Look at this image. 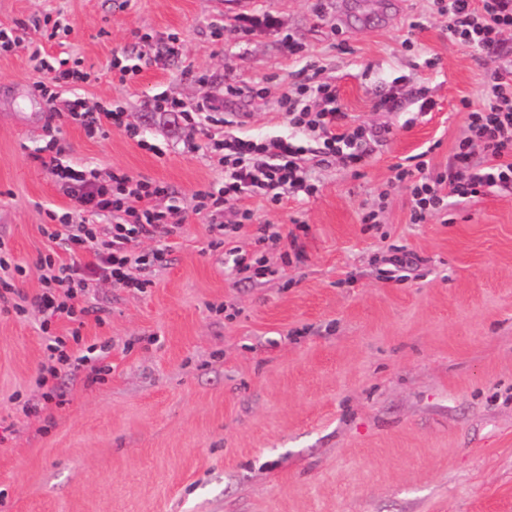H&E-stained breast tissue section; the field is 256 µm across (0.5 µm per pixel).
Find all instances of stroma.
<instances>
[{"instance_id": "1", "label": "stroma", "mask_w": 512, "mask_h": 512, "mask_svg": "<svg viewBox=\"0 0 512 512\" xmlns=\"http://www.w3.org/2000/svg\"><path fill=\"white\" fill-rule=\"evenodd\" d=\"M360 2L363 27L339 22L336 0H0V28L21 42L0 54V237L26 268L21 291L39 293L41 226L70 204L36 160L48 137L99 179L120 169L168 186L157 204L184 224L148 293L96 289L104 320L87 316L81 333L111 343L112 371L93 385L62 375L52 422L12 400L40 394V315L0 312V512H512V190L414 224L408 185L393 179L424 151L431 171L452 163L468 133L459 101L480 95L490 64L429 0H400L384 26L385 0ZM255 11L278 30L243 35L237 18ZM47 16L69 29L47 52L91 74L59 100L123 112L125 128L88 136L34 93L27 47ZM171 34L180 55L146 63ZM117 53L140 67L124 82L109 70ZM308 67L337 86L352 125L392 135L358 170L318 164L306 140L314 196L239 198L253 214L239 249H253L258 224L308 227L302 262L273 248L266 276L241 281L193 209L199 186L224 183L201 149L212 128L162 130L147 104L210 102L241 135L289 136L280 99ZM230 82L240 94L226 95ZM421 96L432 112L419 113ZM369 211L378 228L366 233ZM397 247L412 266L389 282Z\"/></svg>"}]
</instances>
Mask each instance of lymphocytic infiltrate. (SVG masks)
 I'll return each instance as SVG.
<instances>
[{"mask_svg": "<svg viewBox=\"0 0 512 512\" xmlns=\"http://www.w3.org/2000/svg\"><path fill=\"white\" fill-rule=\"evenodd\" d=\"M437 10L448 17V31L461 43L475 48L491 64L487 87L474 99L462 100L468 112L469 135L456 143L451 169L431 173L425 160L414 165H397L395 178L410 184V221L427 223L446 207L452 197L475 198L484 189L512 187V61L507 60L505 32L512 30V0H433ZM37 77L33 88L47 101H54L56 87L87 81L88 73L67 66L65 60L51 62L43 45H35L30 54ZM321 108L304 104L301 98L284 94L281 103L295 128L321 140L326 154L341 155L345 164L360 167L368 152L365 141L375 145L387 142L391 131L379 128L365 131L350 127L347 114L339 104L335 86L320 82L312 87ZM160 122L180 128L203 125L220 126L221 138L211 139L206 151L212 163L224 167L227 176L222 188L204 187L193 195L196 212L206 214L212 234L211 249L228 248L232 258L230 272L243 280L265 274L264 252L268 245L283 242L279 233L259 226L255 248L244 252L232 248L234 234L248 223L250 210L235 212L233 220L224 214L231 201L245 194L265 196L280 204L284 194L313 196L317 186L302 164L304 145L287 138H269L260 142L244 139L233 131L234 119L224 116L218 106L202 103L187 109L181 102L166 97L151 101ZM481 148L487 163L474 167L470 163L473 148ZM57 140L42 147L38 160L49 171L69 198L63 212H50L49 224L42 233L56 246L55 252L40 257L41 291L34 297L24 296L19 281L25 268L14 262L10 250L0 238V310L24 315L29 307L42 314L40 331L47 339V361L40 370L39 385L45 391L36 404H24V414L36 413L62 405L64 391L54 380L62 371L85 369L90 383L104 381L112 369L108 345H84L80 328L86 316L99 314L91 296L101 281L118 288L140 293L153 287L151 269L167 265L171 240L180 236L182 226L171 213L157 207L158 197L167 194L165 185L127 173L113 171L110 182H101L93 171L63 164ZM97 223H90V216ZM153 240L147 252L133 250L139 239ZM67 319L73 327L66 336L53 334L54 320Z\"/></svg>", "mask_w": 512, "mask_h": 512, "instance_id": "f902f5d3", "label": "lymphocytic infiltrate"}]
</instances>
